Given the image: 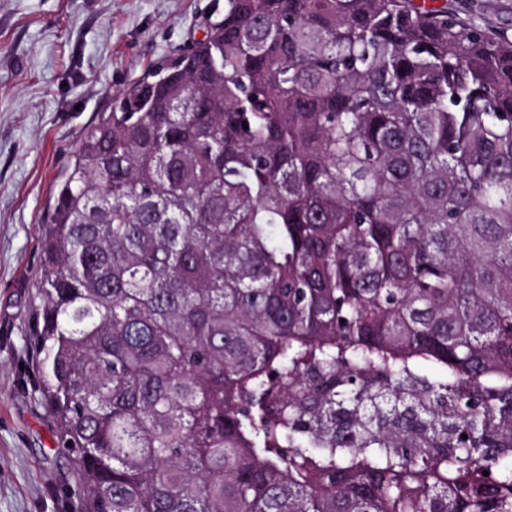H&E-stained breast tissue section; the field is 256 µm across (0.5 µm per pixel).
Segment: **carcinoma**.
I'll use <instances>...</instances> for the list:
<instances>
[{"label":"carcinoma","mask_w":512,"mask_h":512,"mask_svg":"<svg viewBox=\"0 0 512 512\" xmlns=\"http://www.w3.org/2000/svg\"><path fill=\"white\" fill-rule=\"evenodd\" d=\"M41 250L89 512H512L511 39L224 0L85 129Z\"/></svg>","instance_id":"carcinoma-1"}]
</instances>
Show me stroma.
Here are the masks:
<instances>
[{
  "label": "stroma",
  "instance_id": "1",
  "mask_svg": "<svg viewBox=\"0 0 512 512\" xmlns=\"http://www.w3.org/2000/svg\"><path fill=\"white\" fill-rule=\"evenodd\" d=\"M512 38V0H435ZM224 0H0V512H86L34 387L30 311L48 223L86 127L200 40Z\"/></svg>",
  "mask_w": 512,
  "mask_h": 512
}]
</instances>
